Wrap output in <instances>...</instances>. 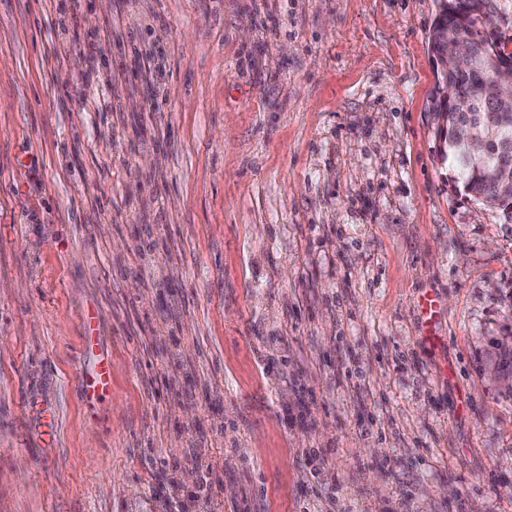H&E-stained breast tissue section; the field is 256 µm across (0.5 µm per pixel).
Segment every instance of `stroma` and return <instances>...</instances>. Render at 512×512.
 Masks as SVG:
<instances>
[{
    "label": "stroma",
    "instance_id": "1",
    "mask_svg": "<svg viewBox=\"0 0 512 512\" xmlns=\"http://www.w3.org/2000/svg\"><path fill=\"white\" fill-rule=\"evenodd\" d=\"M437 12L0 0V512H512V223L442 160ZM112 380V364L108 359L97 358L93 368L81 373L78 385L86 398L106 392Z\"/></svg>",
    "mask_w": 512,
    "mask_h": 512
}]
</instances>
